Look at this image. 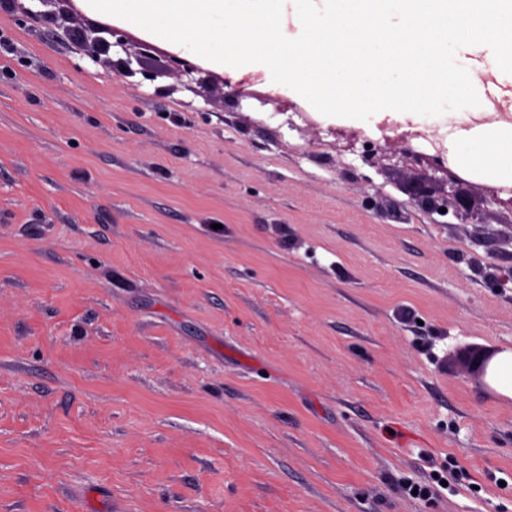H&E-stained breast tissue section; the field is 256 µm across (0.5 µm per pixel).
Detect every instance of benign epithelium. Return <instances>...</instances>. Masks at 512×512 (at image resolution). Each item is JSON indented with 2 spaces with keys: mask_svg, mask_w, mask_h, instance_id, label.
Returning <instances> with one entry per match:
<instances>
[{
  "mask_svg": "<svg viewBox=\"0 0 512 512\" xmlns=\"http://www.w3.org/2000/svg\"><path fill=\"white\" fill-rule=\"evenodd\" d=\"M402 157L411 165H427L436 172L444 173V178L429 177L417 182L414 190L418 206L430 213H439V209L453 206V215L461 224H475L479 219L478 208L472 203L468 193L467 181L451 168L444 166L439 158L423 157L406 145L402 149ZM484 200L512 209V187H488L484 191ZM500 349L491 350L478 364L466 370V373L484 390L495 392L493 385L497 383L495 366L499 359Z\"/></svg>",
  "mask_w": 512,
  "mask_h": 512,
  "instance_id": "7a95c632",
  "label": "benign epithelium"
}]
</instances>
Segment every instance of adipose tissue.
<instances>
[{"label": "adipose tissue", "mask_w": 512, "mask_h": 512, "mask_svg": "<svg viewBox=\"0 0 512 512\" xmlns=\"http://www.w3.org/2000/svg\"><path fill=\"white\" fill-rule=\"evenodd\" d=\"M91 15L146 25L227 70H263L326 112L448 116L456 159L512 179V0H82ZM294 28L282 32L280 19ZM484 124L467 128L469 115Z\"/></svg>", "instance_id": "adipose-tissue-1"}]
</instances>
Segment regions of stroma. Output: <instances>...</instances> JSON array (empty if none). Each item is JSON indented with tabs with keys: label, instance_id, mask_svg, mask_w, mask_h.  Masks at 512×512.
<instances>
[{
	"label": "stroma",
	"instance_id": "35a3bbf8",
	"mask_svg": "<svg viewBox=\"0 0 512 512\" xmlns=\"http://www.w3.org/2000/svg\"><path fill=\"white\" fill-rule=\"evenodd\" d=\"M44 9L0 6V512H512V396L454 362L512 348V210L471 172L479 223L425 212L400 155L447 122L118 18L86 65L95 17Z\"/></svg>",
	"mask_w": 512,
	"mask_h": 512
}]
</instances>
